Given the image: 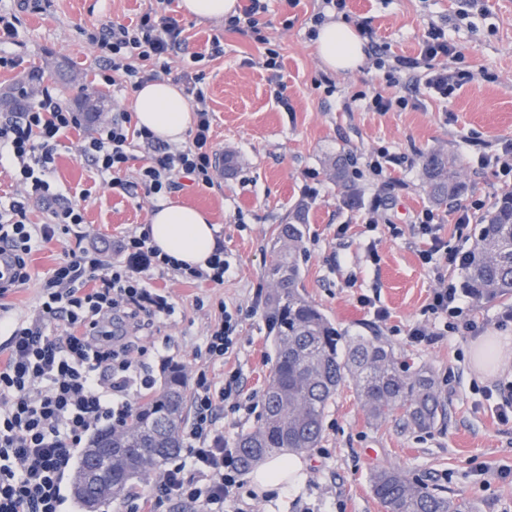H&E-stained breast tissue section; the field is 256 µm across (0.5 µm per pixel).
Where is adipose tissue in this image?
Returning <instances> with one entry per match:
<instances>
[{
    "label": "adipose tissue",
    "mask_w": 512,
    "mask_h": 512,
    "mask_svg": "<svg viewBox=\"0 0 512 512\" xmlns=\"http://www.w3.org/2000/svg\"><path fill=\"white\" fill-rule=\"evenodd\" d=\"M316 50L322 64L336 72L357 68L364 60V43L348 25L325 22L319 29ZM138 126L160 139L177 144L194 122V114L179 87L168 79L144 84L134 98ZM151 244L179 262L207 268L217 247L215 227L201 211L169 202L159 206L147 227Z\"/></svg>",
    "instance_id": "adipose-tissue-1"
}]
</instances>
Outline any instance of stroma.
<instances>
[{"mask_svg": "<svg viewBox=\"0 0 512 512\" xmlns=\"http://www.w3.org/2000/svg\"><path fill=\"white\" fill-rule=\"evenodd\" d=\"M485 13L457 17V0H347L352 14L370 18L379 43L397 55L413 56L429 25L443 27L461 46L472 69L489 68L493 82L475 79L457 90L451 103L434 98L416 78L391 87L376 80L371 61L354 71L326 73L315 54L311 17L317 0H301L285 10L272 0L267 19L281 46L282 67H263L260 46L247 36L226 31L223 22H201L175 10L188 30L193 51L205 55L204 88L214 112L217 156H233V169L223 170L213 188L188 186L172 193L174 201L207 211L224 247L229 269L220 286L178 280L173 273L150 270L151 284L168 293L175 313L138 327L118 323L133 349H146L155 381H162L165 359L184 366L186 374L207 367L221 380L236 370L252 413H224V434L236 441L254 427L271 369L272 338L263 310L254 297L267 293L263 270L274 254L270 239L298 207H305L308 233L302 261L303 282L310 300L351 336H377L415 367L431 370L447 404V415L425 431L398 432L393 423L370 422L352 386L331 401L318 447L303 453L305 478L296 486L269 491L244 477L238 501L228 512H383L371 490L375 469L396 467L411 479L479 503L480 512H512V421L497 417V398L487 391L501 378L512 379V327H497L500 310L512 299L467 300L464 314L438 344L416 345L408 330L427 323L423 309L439 280L462 281L461 271L435 261L422 264V244L412 230L418 212L433 209L439 234L452 248H470L474 226L454 224L449 206L434 205L422 168L429 153L453 157L464 187L457 206L472 200L493 205L511 191L494 170L477 165L474 142L489 153L512 140V0H483ZM151 0H0V10L17 17V35L0 44L11 58L0 66V90L18 82L32 68L44 69L41 88L78 108L84 92L100 98L112 112L131 108L123 92L100 83L102 62L86 32L103 23L139 20ZM221 46L213 55V46ZM329 74L334 92L314 86ZM287 87L288 107L275 98L277 84ZM393 93L412 100L404 110L375 112L356 91ZM107 124L81 122L56 150V181L64 195L91 190L85 209V231L105 253L119 259V241L143 231L155 208L142 187L110 189L77 152L84 138ZM386 148L400 157L391 175L403 182L389 206L388 225L368 230L363 206L378 190L371 179L355 180L358 199L347 203L333 178L337 155L348 154L363 168L370 153ZM347 225L337 234L338 225ZM397 232H390V225ZM64 257L63 240L36 248L28 260L30 281L8 294L10 316L31 315L47 273ZM377 298L388 312L377 320L360 296ZM248 309L239 339L224 364L205 365L198 350L219 305ZM493 337L505 342V365L485 373L474 368L472 350Z\"/></svg>", "mask_w": 512, "mask_h": 512, "instance_id": "obj_1", "label": "stroma"}]
</instances>
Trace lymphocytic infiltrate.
<instances>
[{"mask_svg":"<svg viewBox=\"0 0 512 512\" xmlns=\"http://www.w3.org/2000/svg\"><path fill=\"white\" fill-rule=\"evenodd\" d=\"M171 4L156 0L137 23L101 25L89 40L105 63L103 81L131 93L170 74L175 51L188 53L191 67L180 76L181 91L195 122L187 141L170 146L148 128L133 124L131 112L124 111L79 147L80 157L107 186L123 190L128 187V163L134 150H141L137 180L157 200L186 180L199 187L215 185L214 118L201 85L203 74L195 69L203 56L190 51L183 27L169 13ZM267 11L266 0H241L236 14L225 17L224 28L262 44L263 65L275 72L281 67V53L268 31ZM371 55L387 84L399 85L403 75L420 71L429 91L444 100L474 78L461 66V47L436 26L427 30L417 55L390 57L376 47ZM79 125L77 113L47 92L21 111L0 114V166L9 165L16 180L8 204L0 205V296L29 282L27 259L38 243L85 222L83 203L89 191L70 199L58 192L54 180L56 147ZM397 163L386 150L368 158L369 170L383 180L381 192L367 208L369 224H377L387 192L399 185L388 176ZM34 199L54 201L47 222H29L28 205ZM415 228L427 241L419 252L422 264L439 260L453 268L467 266L468 252L449 249L432 210L422 211ZM120 250L126 261H105L93 246L68 249L44 279L33 314L10 328L4 346L7 358L0 363V512H61L63 482L84 436L102 425H124L142 392L153 388L152 373L132 357L128 341L110 329L112 320L122 316L174 314L166 292L150 286L148 271H170L187 283L220 285L229 268L220 248L208 269L181 266L154 248L144 232L126 235ZM242 315V309L225 307L215 315L204 345L210 363L223 362L232 351ZM240 387L238 372H229L219 384L207 370L196 372L183 446L176 459L159 470L153 486L130 493L133 507L167 512L176 504L180 512H224L225 503L243 486L237 451L230 448L221 421L225 401H232L234 410L242 409Z\"/></svg>","mask_w":512,"mask_h":512,"instance_id":"obj_1","label":"lymphocytic infiltrate"}]
</instances>
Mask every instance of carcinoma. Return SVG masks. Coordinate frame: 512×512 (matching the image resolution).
Wrapping results in <instances>:
<instances>
[{
  "label": "carcinoma",
  "instance_id": "cac0c4a2",
  "mask_svg": "<svg viewBox=\"0 0 512 512\" xmlns=\"http://www.w3.org/2000/svg\"><path fill=\"white\" fill-rule=\"evenodd\" d=\"M26 87L0 94V107L13 112L29 102ZM456 163L438 154L424 157L430 195L442 205L460 196ZM336 186L347 200L355 197L348 163H334ZM307 224L301 211L281 224L271 239L277 254L263 271L270 287L266 320L273 336V358L260 422L241 432L236 448L242 467L280 455L303 453L318 446L329 402L351 381L369 420H394L402 431L426 430L445 416V404L432 371L415 369L396 357L377 336H348L310 301L302 284L300 258L305 254ZM463 285L477 301L512 297V193L480 217L464 269ZM188 381L185 370L170 364L160 389L145 396L120 427L97 431L90 447L112 444V479L87 482L91 456L82 455L73 492L82 508H101L126 496L132 481L165 465L181 448L186 421ZM374 496L384 512H479L477 503L433 490L398 468L371 475Z\"/></svg>",
  "mask_w": 512,
  "mask_h": 512
}]
</instances>
